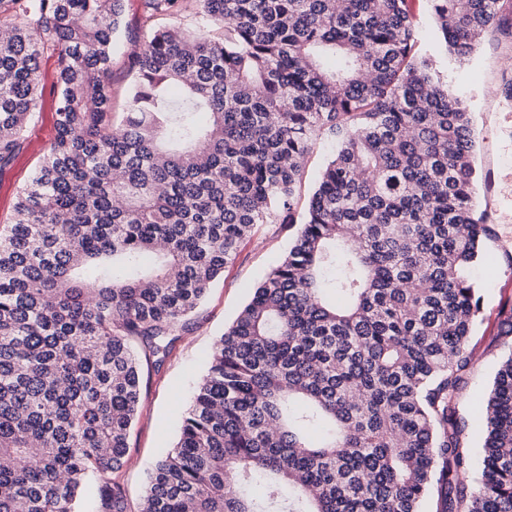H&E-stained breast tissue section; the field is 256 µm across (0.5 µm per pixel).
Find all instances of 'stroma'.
<instances>
[{
  "label": "stroma",
  "instance_id": "35a3bbf8",
  "mask_svg": "<svg viewBox=\"0 0 512 512\" xmlns=\"http://www.w3.org/2000/svg\"><path fill=\"white\" fill-rule=\"evenodd\" d=\"M410 7L419 42L435 54L441 71L468 110L476 136L475 197L479 210L498 229V241L487 246L488 253L498 255L501 246L512 248V101L500 94L503 78L512 75V42L491 28L468 58L456 59L437 43L427 0H411ZM142 12V0H125L123 30L112 54V120L116 123L127 110V57L141 38ZM40 75L41 110L28 128L26 148L13 166L0 174V229L13 216L18 192L44 151L39 139L48 113L56 105L53 87L57 71L52 57H42ZM296 231L293 224L257 225L252 236L241 243L233 263L225 267L223 277L210 289L164 364L144 370L128 456L123 468L113 475L125 490L126 512H139L150 468L173 448L180 417L206 372L208 352L257 284L285 255ZM472 277L482 290L483 309L471 340L475 364L462 403L466 414L487 393L499 362L512 352L497 339L498 309L503 303H512V264L500 258L495 264L476 266Z\"/></svg>",
  "mask_w": 512,
  "mask_h": 512
}]
</instances>
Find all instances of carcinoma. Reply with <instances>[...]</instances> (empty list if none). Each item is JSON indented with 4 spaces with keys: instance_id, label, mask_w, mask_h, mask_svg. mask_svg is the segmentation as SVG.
Masks as SVG:
<instances>
[{
    "instance_id": "obj_1",
    "label": "carcinoma",
    "mask_w": 512,
    "mask_h": 512,
    "mask_svg": "<svg viewBox=\"0 0 512 512\" xmlns=\"http://www.w3.org/2000/svg\"><path fill=\"white\" fill-rule=\"evenodd\" d=\"M214 40L143 0L112 122L125 0H0V171L56 58L52 137L0 230V512H79L112 481L207 290L259 224H292L305 160L336 142L287 254L215 343L139 512H512V352L459 410L482 312L475 134L417 45L408 0H195ZM467 57L499 0H428ZM512 347V305L497 314ZM142 0H126L123 30L112 54V121L119 123L127 111L126 87L130 80L127 57L141 38ZM485 436V427L483 423L479 424H471L467 430L466 434V445L469 449L470 455L472 457V471L470 477L473 478L475 476L480 463L482 444Z\"/></svg>"
}]
</instances>
